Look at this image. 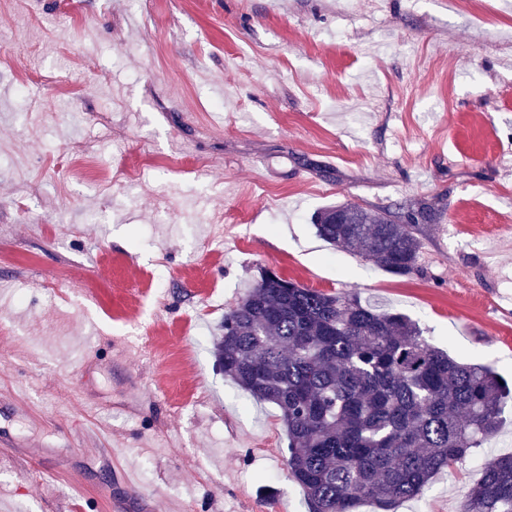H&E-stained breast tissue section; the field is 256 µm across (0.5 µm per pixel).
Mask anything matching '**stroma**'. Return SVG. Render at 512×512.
Segmentation results:
<instances>
[{"instance_id":"obj_1","label":"stroma","mask_w":512,"mask_h":512,"mask_svg":"<svg viewBox=\"0 0 512 512\" xmlns=\"http://www.w3.org/2000/svg\"><path fill=\"white\" fill-rule=\"evenodd\" d=\"M418 200L403 277L311 222ZM266 268L512 383V0H0V500L309 512L278 408L215 366ZM507 453L512 405L394 512H460Z\"/></svg>"}]
</instances>
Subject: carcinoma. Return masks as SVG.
Wrapping results in <instances>:
<instances>
[{
	"mask_svg": "<svg viewBox=\"0 0 512 512\" xmlns=\"http://www.w3.org/2000/svg\"><path fill=\"white\" fill-rule=\"evenodd\" d=\"M427 206L373 210L328 205L317 235L397 276L418 270ZM217 365L248 397L275 405L290 475L310 512H381L423 494L435 474L495 434L512 385L488 364L431 345L402 313L353 292L325 293L267 270L224 313ZM461 512H512V454L496 456Z\"/></svg>",
	"mask_w": 512,
	"mask_h": 512,
	"instance_id": "carcinoma-1",
	"label": "carcinoma"
}]
</instances>
